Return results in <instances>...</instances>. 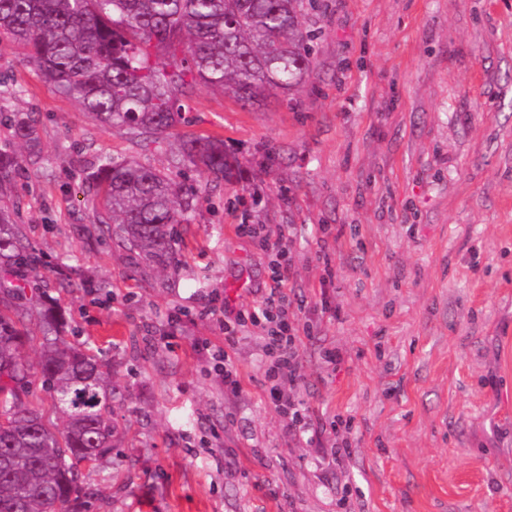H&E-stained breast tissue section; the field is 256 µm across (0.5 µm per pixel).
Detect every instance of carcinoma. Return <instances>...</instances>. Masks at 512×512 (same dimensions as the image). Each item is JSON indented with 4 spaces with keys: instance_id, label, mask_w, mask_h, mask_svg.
I'll list each match as a JSON object with an SVG mask.
<instances>
[{
    "instance_id": "cac0c4a2",
    "label": "carcinoma",
    "mask_w": 512,
    "mask_h": 512,
    "mask_svg": "<svg viewBox=\"0 0 512 512\" xmlns=\"http://www.w3.org/2000/svg\"><path fill=\"white\" fill-rule=\"evenodd\" d=\"M315 0H0V41L23 47L26 62L103 125L143 141L170 136L199 86L249 106L273 92L295 96L314 72L316 34L307 26ZM16 144L0 147V180L40 156L35 120L0 116ZM176 167L192 165L224 180L239 173L211 137H184ZM86 184L102 191L93 216L99 237L134 254V268L178 272L174 225L187 220L193 194L164 172L97 155ZM52 269L0 206V512H85L91 492L82 467L116 448L118 419L96 357L63 336L66 319L30 280ZM41 322L42 350L30 364L22 349ZM40 378L50 406L29 388Z\"/></svg>"
}]
</instances>
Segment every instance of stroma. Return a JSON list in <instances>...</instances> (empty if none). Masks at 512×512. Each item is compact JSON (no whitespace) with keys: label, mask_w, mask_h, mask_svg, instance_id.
<instances>
[{"label":"stroma","mask_w":512,"mask_h":512,"mask_svg":"<svg viewBox=\"0 0 512 512\" xmlns=\"http://www.w3.org/2000/svg\"><path fill=\"white\" fill-rule=\"evenodd\" d=\"M307 24L314 74L294 99L202 86L158 143L100 125L0 42V113L34 114L42 157L0 201L54 269L67 341L124 394L90 512H512V0H321ZM189 135L222 139L240 176L174 167ZM100 153L197 188L178 274H131L93 239ZM242 224L290 229L311 330L303 384L275 396L259 331L224 345L270 283ZM286 399L348 421L351 456L335 434L291 435Z\"/></svg>","instance_id":"35a3bbf8"}]
</instances>
